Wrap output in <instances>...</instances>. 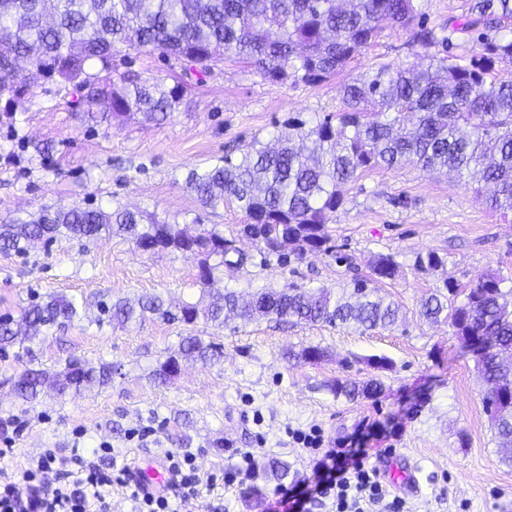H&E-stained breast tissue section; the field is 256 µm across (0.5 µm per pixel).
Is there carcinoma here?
<instances>
[{
	"label": "carcinoma",
	"instance_id": "carcinoma-1",
	"mask_svg": "<svg viewBox=\"0 0 512 512\" xmlns=\"http://www.w3.org/2000/svg\"><path fill=\"white\" fill-rule=\"evenodd\" d=\"M415 0H0V96L15 104L28 91L48 82L66 87L75 102L101 104L90 112L96 123L139 116L160 121L176 111L186 96L184 84L127 71L112 79L115 48L159 52L201 75L217 53L250 64L271 81L293 77L316 83L343 68L388 24L413 29L412 42L425 52L427 65L403 68L384 64L344 84L336 117L315 124L288 123L295 135L276 137L272 147L255 139L237 158L191 170L186 187L205 209L230 202L247 217L239 232L259 244L261 265L270 257L281 265L303 259L309 251L332 252L327 224L342 203V188L365 171L416 164L447 169L465 186H489V207L512 212V79L487 77L489 68L461 63L448 54L451 39L415 23ZM512 17V0H477L470 18L455 32L480 29L484 58L512 60V36L499 34L501 20ZM99 70L92 74L89 68ZM123 235L150 254L179 251L199 255L197 283L205 305L183 301L174 306L157 294L98 303V321L121 325L146 318L185 327L204 319L218 327L236 321L295 320L362 333L387 329L399 319L400 307L374 293L369 284L394 279L398 264L378 256L371 276L355 278L334 295L326 288L285 284L262 288L243 299L226 288L212 292L220 268H235L242 255L236 239L211 228H188L160 221L142 211L115 207L69 209L44 206L37 213L0 224V251L23 254L35 241H96ZM488 274L463 286L453 277L422 303L420 316L446 322L463 341L488 340L497 351L476 354L482 381V404L494 429L502 462L512 463V289ZM85 303L49 295L31 303L19 317H0V350L15 341L36 343L84 318ZM224 357V346L183 336L152 372L165 384L175 362L204 363ZM112 380V364L95 367L79 357L50 373L27 368L13 379L16 395L35 402L42 390L60 396ZM325 389L350 401L374 398L383 382L329 380ZM284 463L262 467L265 479L288 478Z\"/></svg>",
	"mask_w": 512,
	"mask_h": 512
}]
</instances>
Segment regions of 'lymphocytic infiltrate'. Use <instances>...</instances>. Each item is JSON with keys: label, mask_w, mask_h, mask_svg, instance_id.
<instances>
[{"label": "lymphocytic infiltrate", "mask_w": 512, "mask_h": 512, "mask_svg": "<svg viewBox=\"0 0 512 512\" xmlns=\"http://www.w3.org/2000/svg\"><path fill=\"white\" fill-rule=\"evenodd\" d=\"M294 442L313 453L309 474L276 487L267 502V512H311L313 506L330 505L333 512H406L401 498L390 497L376 468L367 460L369 449L350 441L324 447L318 430L294 431ZM7 449L0 448V512H112V491L130 492L134 512H173L170 490L181 499L197 497L202 488L243 485L256 467V455L240 454L235 467L206 474L194 453L168 450L164 453L168 483L148 487L135 477L130 465H107L112 455L109 443L59 456L47 450L27 466H5Z\"/></svg>", "instance_id": "f902f5d3"}]
</instances>
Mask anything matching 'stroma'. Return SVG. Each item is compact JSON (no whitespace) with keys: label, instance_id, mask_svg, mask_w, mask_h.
I'll list each match as a JSON object with an SVG mask.
<instances>
[{"label":"stroma","instance_id":"obj_1","mask_svg":"<svg viewBox=\"0 0 512 512\" xmlns=\"http://www.w3.org/2000/svg\"><path fill=\"white\" fill-rule=\"evenodd\" d=\"M474 0H416L417 18L431 28L464 22ZM410 32L385 29L344 72L317 84L272 82L249 64L224 58L204 77L184 72L180 62L159 54L123 51L117 73L134 71L166 81L184 78L191 91L182 106L160 122L131 120L105 128L85 121L71 95L52 83L34 87L22 110L0 101V222L45 205L128 206L172 224H191L200 205L184 183L187 173L223 157L252 138L269 140L292 118L316 122L335 115L349 77L391 63H418ZM49 142V157L32 145ZM244 214L233 205L208 215L235 239L245 263L217 276L215 288L247 295L261 288L297 283L333 291L365 275L375 257L393 256L394 279L376 282L379 296L393 300L400 319L387 330L366 334L327 325L259 320L236 327L205 321L193 334L222 343L220 362H187L181 374L159 386L150 378L158 359L175 347L182 325L148 318L118 326L97 323L96 302L112 296L159 294L174 301L197 300L199 259L181 252L145 254L120 236L90 245L63 240L35 245L27 254L0 252V317L18 316L31 302L65 294L88 302L83 321L25 349L0 351V418L18 416L12 462L27 465L45 450L112 445L117 464H159L165 450L196 454L203 472L235 464L231 449H257L258 461L280 460L290 481L309 470V456L288 429L318 427L326 441L365 436L385 462L418 464L419 489L407 491L400 477L388 490L404 498L410 512H512V466L501 461L487 414L475 358L448 324L419 315L422 300L454 277L470 285L499 273L512 288V213L491 212L452 174L415 165L363 173L343 189V201L328 225L332 253L263 267L255 243L241 238ZM436 252L442 267L421 270L418 256ZM324 347L319 363L285 359L287 350ZM114 367L109 384L65 397L44 393L35 404L14 397L11 376L28 367L62 370L70 357ZM392 366L378 372L372 358ZM381 376L373 399L349 401L324 388L341 377L364 381ZM149 426L153 435L131 440ZM274 483L252 497L249 486L203 492L175 501L177 512H265Z\"/></svg>","mask_w":512,"mask_h":512}]
</instances>
